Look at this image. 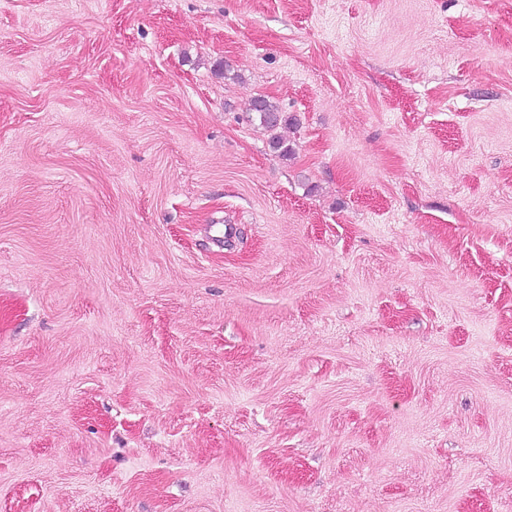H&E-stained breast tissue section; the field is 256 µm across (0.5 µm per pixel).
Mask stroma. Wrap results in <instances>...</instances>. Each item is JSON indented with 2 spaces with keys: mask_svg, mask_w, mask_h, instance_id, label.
Wrapping results in <instances>:
<instances>
[{
  "mask_svg": "<svg viewBox=\"0 0 512 512\" xmlns=\"http://www.w3.org/2000/svg\"><path fill=\"white\" fill-rule=\"evenodd\" d=\"M0 512H512V0H0ZM249 111L255 112L261 125L269 131H274L281 126L293 125L296 120L294 116L283 112L277 102L265 96L251 100Z\"/></svg>",
  "mask_w": 512,
  "mask_h": 512,
  "instance_id": "1",
  "label": "stroma"
}]
</instances>
